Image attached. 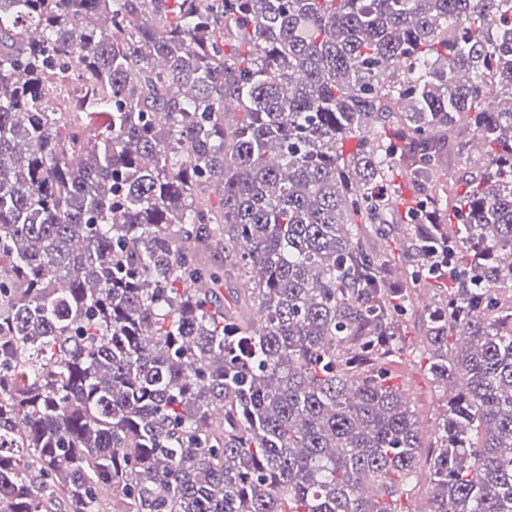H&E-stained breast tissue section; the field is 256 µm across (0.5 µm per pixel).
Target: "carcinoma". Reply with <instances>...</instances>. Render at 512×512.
<instances>
[{
	"label": "carcinoma",
	"instance_id": "carcinoma-1",
	"mask_svg": "<svg viewBox=\"0 0 512 512\" xmlns=\"http://www.w3.org/2000/svg\"><path fill=\"white\" fill-rule=\"evenodd\" d=\"M503 271L512 0H0V512H404L420 277L428 512H512ZM427 365L425 355L415 359L402 355L388 366L391 384L406 393L419 427L427 432L423 439L425 448L421 449L423 462L434 451L429 448L435 441L431 434L446 403L445 393L435 387Z\"/></svg>",
	"mask_w": 512,
	"mask_h": 512
}]
</instances>
